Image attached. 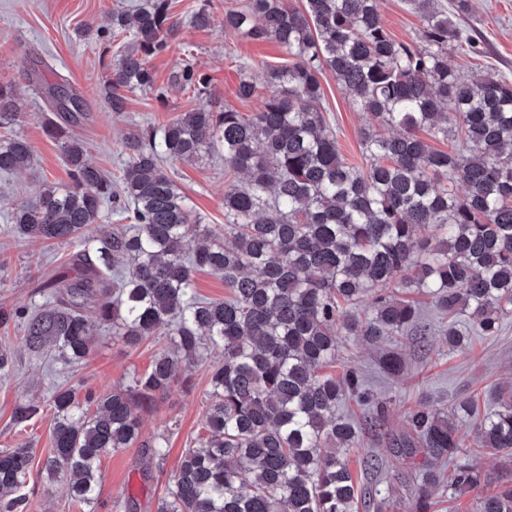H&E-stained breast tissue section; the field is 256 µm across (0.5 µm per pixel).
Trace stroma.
<instances>
[{
	"label": "stroma",
	"instance_id": "1",
	"mask_svg": "<svg viewBox=\"0 0 512 512\" xmlns=\"http://www.w3.org/2000/svg\"><path fill=\"white\" fill-rule=\"evenodd\" d=\"M143 0H0V83L12 84L21 100L22 115L12 134L28 139L33 161L24 171L0 175V310H30L43 304L47 291L43 280L68 266L76 243H32L4 234L8 215L28 200L45 183L70 181L61 140L44 130L46 111L44 90L67 79L83 98L85 118L72 129L87 152L88 161L106 176L118 175L129 157L128 142L149 126L168 123L179 113L203 105L204 101L234 104L243 114H251L257 101H237L240 62L251 63L250 76L263 83L264 71L288 62L284 50L272 42L253 43L240 33L225 29L224 8L233 0H171V13L180 21V33L170 51L152 60L150 67L165 99L154 90L130 93L124 111H111L101 89L107 78L110 53L98 37L113 6L133 8ZM209 5L213 22L198 29L189 17L201 5ZM470 10L458 17L459 27L475 42L474 47L448 51V63L470 78L488 72L512 84V0H469ZM386 28L397 39L415 36L422 22L407 0H380ZM193 59L210 79L207 97L171 84L174 71L185 59ZM323 105L343 156L365 167L361 154V132L365 119L352 106L331 73L321 78ZM165 168L182 188L189 207L208 228L224 231V189L227 177L224 160L213 157L187 164L166 162ZM419 321L431 329L427 340L415 334L403 338V372L388 377L378 364L384 340L347 337L338 353V365L356 366L367 386L386 404L381 430L363 434L360 445L351 449L350 469L358 485L371 498L390 500V512H414L421 483L416 461L390 448L393 436L405 428L408 409L418 399L446 402L453 398L476 397L481 410L495 404L500 384L512 382V315L503 321L496 336H476L471 346L449 353L448 339L442 336V316L433 301L419 296ZM167 346L166 337L155 335L129 347L113 339L111 328L98 333L93 353L84 361L66 364L53 359L47 349L26 344L20 324L0 327V349L8 350L14 362L13 377L0 383V449L28 445L36 460H43L51 447L53 412L48 399L55 387L82 383L102 391L127 385L135 373L144 372L153 357ZM208 362L188 370L190 389L174 388L142 415L141 448H127L103 458L98 512H157L168 478L185 448L194 446L204 433L207 405ZM21 404L39 406L40 412L26 420H16ZM166 438V461L156 468L147 443L157 434ZM381 457L383 466L369 470L366 457Z\"/></svg>",
	"mask_w": 512,
	"mask_h": 512
}]
</instances>
